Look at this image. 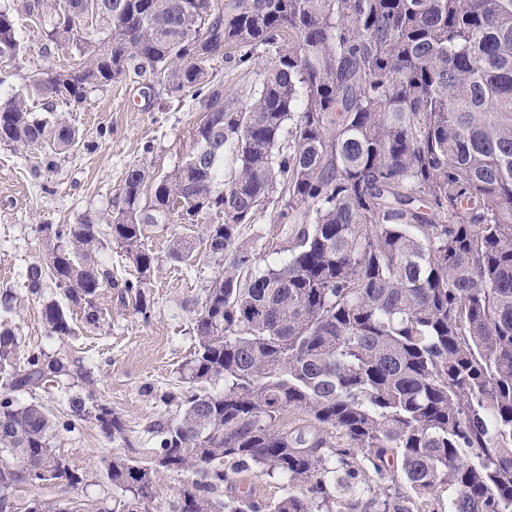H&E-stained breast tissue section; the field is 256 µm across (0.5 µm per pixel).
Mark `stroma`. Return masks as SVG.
I'll list each match as a JSON object with an SVG mask.
<instances>
[{
	"instance_id": "obj_1",
	"label": "stroma",
	"mask_w": 512,
	"mask_h": 512,
	"mask_svg": "<svg viewBox=\"0 0 512 512\" xmlns=\"http://www.w3.org/2000/svg\"><path fill=\"white\" fill-rule=\"evenodd\" d=\"M21 34L24 49L19 57L0 61V101L39 69L81 61L74 48L47 44L29 25H22ZM55 109L78 129L74 147L48 160L39 152L0 143V293L12 295L9 305H0V327L12 330L22 351L48 356L66 352L79 359L91 372L99 403L111 406L125 422L127 439L114 441L89 422L73 432L57 431L54 448L85 474L86 484L75 489L18 485L10 512H25L37 496L101 495L108 489L104 458L116 451L148 455L155 445L148 427L176 411L174 404L164 401V394H177L185 387V364L195 347L196 303L223 268L221 258L201 246L189 264L170 256L172 234L197 239L194 226H152L146 240L155 256L146 290L153 305L151 318L136 314L119 291L105 289L97 298L98 326L84 324L76 310L71 335H48L43 305L63 302L64 297L51 282L42 297H32L22 278L25 268L42 260L54 243L47 225L97 217L109 208L132 166H147L158 175L171 170L192 151L201 118L191 99L170 95L159 85L146 86L140 78L94 89L83 103H59Z\"/></svg>"
}]
</instances>
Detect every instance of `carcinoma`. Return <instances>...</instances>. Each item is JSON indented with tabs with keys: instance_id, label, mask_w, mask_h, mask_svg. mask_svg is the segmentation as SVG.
<instances>
[{
	"instance_id": "carcinoma-1",
	"label": "carcinoma",
	"mask_w": 512,
	"mask_h": 512,
	"mask_svg": "<svg viewBox=\"0 0 512 512\" xmlns=\"http://www.w3.org/2000/svg\"><path fill=\"white\" fill-rule=\"evenodd\" d=\"M25 11L76 67H48L0 102V142L44 154L69 124L29 99L80 104L93 88L148 77L202 112L173 170L128 169L111 208L59 224L25 273L54 281L97 326L96 299L123 288L149 318L152 224H199L224 257L204 288L177 414L151 426L147 459H104L112 498L29 501L26 512H150L160 478L191 475L163 512H512V0H41ZM22 51L0 7V59ZM267 65L244 105L224 100L211 63ZM270 212L284 238L243 236ZM107 231H101V225ZM113 242L135 275L96 252ZM170 252L194 259L173 236ZM280 261L257 270L261 253ZM51 336L73 327L44 305ZM0 512L21 483L76 488L85 476L54 432L126 426L93 392L49 415L23 393L91 372L70 354L20 355L0 329ZM224 380V391L208 385ZM277 478L270 501L232 476Z\"/></svg>"
}]
</instances>
